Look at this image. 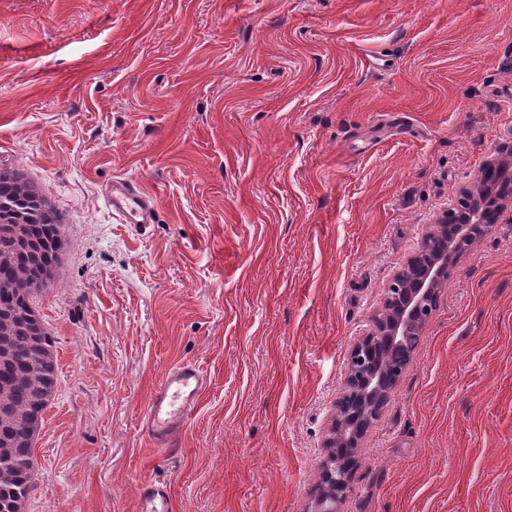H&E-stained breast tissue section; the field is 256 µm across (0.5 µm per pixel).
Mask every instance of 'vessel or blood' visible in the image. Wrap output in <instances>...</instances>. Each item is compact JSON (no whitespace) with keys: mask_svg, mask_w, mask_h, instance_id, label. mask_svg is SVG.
<instances>
[{"mask_svg":"<svg viewBox=\"0 0 512 512\" xmlns=\"http://www.w3.org/2000/svg\"><path fill=\"white\" fill-rule=\"evenodd\" d=\"M110 202L114 211L133 216L135 223L153 221L155 201L137 184L113 182ZM206 389L203 371L192 363L174 366L154 391L143 416L146 433L157 447H165L180 434L188 416ZM141 512H168L169 490L165 483H146L140 491Z\"/></svg>","mask_w":512,"mask_h":512,"instance_id":"1","label":"vessel or blood"}]
</instances>
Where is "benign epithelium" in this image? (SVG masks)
<instances>
[{"label":"benign epithelium","instance_id":"1","mask_svg":"<svg viewBox=\"0 0 512 512\" xmlns=\"http://www.w3.org/2000/svg\"><path fill=\"white\" fill-rule=\"evenodd\" d=\"M489 180L504 172L512 176V150H496V157L483 167ZM486 192L479 188L464 192L469 214L448 207L431 226L425 244L415 252L385 285L384 302L368 328L350 349L342 392L336 399L328 437L324 443L320 487L310 512H339V504L350 491L353 465L367 429L379 418L398 379L385 376L384 359L406 336L421 334L434 310L448 271L474 243V231L490 234L504 212L496 201L485 207Z\"/></svg>","mask_w":512,"mask_h":512}]
</instances>
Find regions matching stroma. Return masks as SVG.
I'll use <instances>...</instances> for the list:
<instances>
[{
    "instance_id": "1",
    "label": "stroma",
    "mask_w": 512,
    "mask_h": 512,
    "mask_svg": "<svg viewBox=\"0 0 512 512\" xmlns=\"http://www.w3.org/2000/svg\"><path fill=\"white\" fill-rule=\"evenodd\" d=\"M512 143V0H0V170L58 213L25 512H307L386 282ZM157 199L113 212V181ZM208 386L165 448L173 366ZM341 512H512V223L452 270ZM206 389L203 371L193 363L174 366L154 391L142 422L158 448L180 434ZM142 512H168L169 490L165 483L154 481L142 486L140 491Z\"/></svg>"
}]
</instances>
